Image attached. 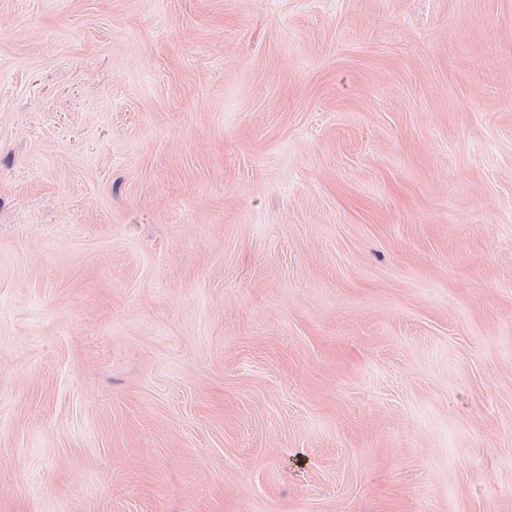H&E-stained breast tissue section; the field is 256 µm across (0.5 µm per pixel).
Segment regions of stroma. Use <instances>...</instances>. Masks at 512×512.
Masks as SVG:
<instances>
[{
    "label": "stroma",
    "instance_id": "stroma-1",
    "mask_svg": "<svg viewBox=\"0 0 512 512\" xmlns=\"http://www.w3.org/2000/svg\"><path fill=\"white\" fill-rule=\"evenodd\" d=\"M0 512H512V0H0Z\"/></svg>",
    "mask_w": 512,
    "mask_h": 512
}]
</instances>
